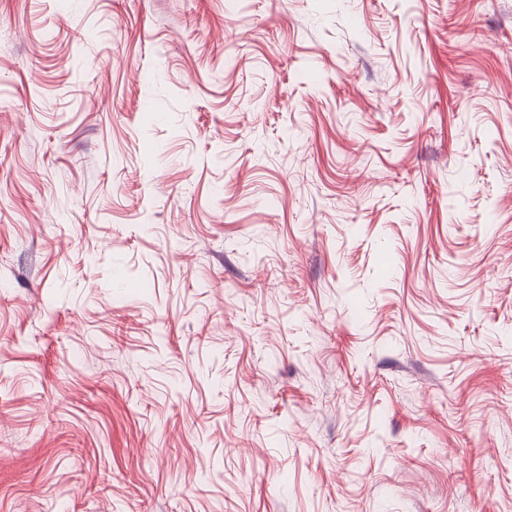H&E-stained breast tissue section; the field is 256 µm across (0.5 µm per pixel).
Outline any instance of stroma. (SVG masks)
I'll return each mask as SVG.
<instances>
[{
  "instance_id": "stroma-1",
  "label": "stroma",
  "mask_w": 512,
  "mask_h": 512,
  "mask_svg": "<svg viewBox=\"0 0 512 512\" xmlns=\"http://www.w3.org/2000/svg\"><path fill=\"white\" fill-rule=\"evenodd\" d=\"M0 512H512V0H0Z\"/></svg>"
}]
</instances>
